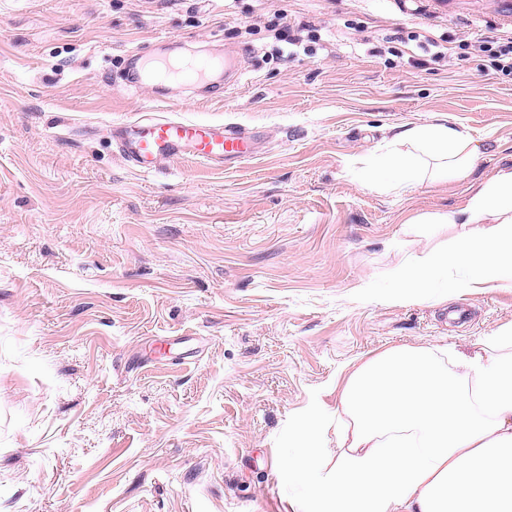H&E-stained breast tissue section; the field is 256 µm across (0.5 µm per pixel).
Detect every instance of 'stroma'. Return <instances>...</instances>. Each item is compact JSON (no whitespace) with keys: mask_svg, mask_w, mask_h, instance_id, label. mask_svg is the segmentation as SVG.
<instances>
[{"mask_svg":"<svg viewBox=\"0 0 512 512\" xmlns=\"http://www.w3.org/2000/svg\"><path fill=\"white\" fill-rule=\"evenodd\" d=\"M477 32L512 35V0H0V512H303L288 431L335 414L346 367L512 325V288L393 298L438 243L413 217L512 165V76ZM161 40L242 52L177 117L254 132L252 158L126 160L117 132L154 109L127 54ZM443 119L469 178H352Z\"/></svg>","mask_w":512,"mask_h":512,"instance_id":"obj_1","label":"stroma"}]
</instances>
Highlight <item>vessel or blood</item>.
Segmentation results:
<instances>
[{"label":"vessel or blood","instance_id":"obj_1","mask_svg":"<svg viewBox=\"0 0 512 512\" xmlns=\"http://www.w3.org/2000/svg\"><path fill=\"white\" fill-rule=\"evenodd\" d=\"M243 74L241 59L233 53L225 55L197 54L172 63L151 51L138 49L128 56L125 88L142 89L146 84L175 82L186 88L235 86ZM253 136L238 128L221 124L174 120L166 117L142 119L121 141L128 161L141 171L149 172L165 159L189 154L206 163H220L224 158H243L251 154Z\"/></svg>","mask_w":512,"mask_h":512}]
</instances>
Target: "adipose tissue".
<instances>
[{"mask_svg":"<svg viewBox=\"0 0 512 512\" xmlns=\"http://www.w3.org/2000/svg\"><path fill=\"white\" fill-rule=\"evenodd\" d=\"M476 152L466 131L415 125L356 178L401 197L468 177ZM416 221L444 241L397 272L399 288L436 305L452 288H512V166L476 183L464 207ZM288 443L306 512H512V326L466 354L397 346L365 360L346 376L336 416L305 410Z\"/></svg>","mask_w":512,"mask_h":512,"instance_id":"1","label":"adipose tissue"}]
</instances>
